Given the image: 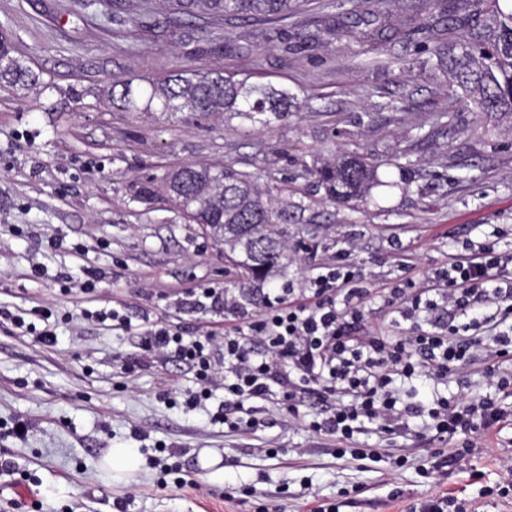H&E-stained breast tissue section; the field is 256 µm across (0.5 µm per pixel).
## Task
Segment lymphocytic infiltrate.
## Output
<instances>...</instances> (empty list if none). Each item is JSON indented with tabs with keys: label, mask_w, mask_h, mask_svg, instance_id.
<instances>
[{
	"label": "lymphocytic infiltrate",
	"mask_w": 512,
	"mask_h": 512,
	"mask_svg": "<svg viewBox=\"0 0 512 512\" xmlns=\"http://www.w3.org/2000/svg\"><path fill=\"white\" fill-rule=\"evenodd\" d=\"M372 295L370 283L343 261L318 266L307 295L278 288L256 299L250 313L234 296L199 289L190 300L195 309H220L239 321L219 346L163 325L133 328L115 307L91 311L90 317L115 330L137 331L156 358L188 365L199 388L188 394L187 405L223 390L212 421L232 418L254 426L253 404L277 395L287 400L288 415L296 420L299 405L314 398L320 410L306 427L334 436L341 444L337 458L381 456L378 448L348 450L344 444L369 430L387 439L407 433L411 420L420 418L436 439L459 443L435 456L431 473L462 468L505 420L500 399L512 396V249L495 239L471 240L448 265L397 280L384 291L388 318L379 323L366 313ZM51 315L38 307L25 317L0 305V326L52 345ZM476 364L491 389L480 397L464 389ZM420 377L452 382L457 389L410 401L405 384Z\"/></svg>",
	"instance_id": "lymphocytic-infiltrate-1"
}]
</instances>
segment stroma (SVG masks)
Instances as JSON below:
<instances>
[{"label":"stroma","instance_id":"1","mask_svg":"<svg viewBox=\"0 0 512 512\" xmlns=\"http://www.w3.org/2000/svg\"><path fill=\"white\" fill-rule=\"evenodd\" d=\"M82 2L0 0V35L38 77L26 89L0 86V303L40 305L57 319L49 347L0 328V459L16 466L0 471V512H313L324 500L339 512H415L441 493L467 512H512V494L497 493L512 424L435 480L420 473L430 438L392 440L401 467L340 459L335 437L289 419L282 400L260 405L255 430L232 429L186 405L196 387L187 366L83 318L56 282L81 279L89 264L104 275L96 306L123 302L133 324L192 336L207 322L220 335L223 311L189 306L197 289L246 304L265 287H307L313 265L341 252L382 286L406 264L425 273L464 241L512 234V117L460 101L431 65L444 23L391 0L382 34L361 38L354 25L367 16L351 0H304L285 17H211L176 31L167 0L150 12L126 0L113 16ZM211 35L224 49L202 53ZM194 67L287 88L301 109L267 127L220 115L170 123L108 96L111 82ZM351 152L380 163L383 184L365 201L329 202L302 169ZM189 163L233 164L261 188L287 180L281 203L297 260L285 273L262 288L244 282L166 196L135 197L145 176ZM21 418L38 424L23 440L10 434ZM112 448L132 449L142 469L115 478L101 465ZM157 459L187 486L160 480Z\"/></svg>","mask_w":512,"mask_h":512}]
</instances>
